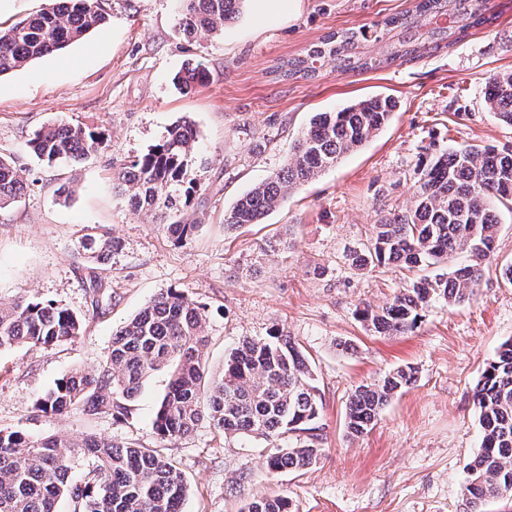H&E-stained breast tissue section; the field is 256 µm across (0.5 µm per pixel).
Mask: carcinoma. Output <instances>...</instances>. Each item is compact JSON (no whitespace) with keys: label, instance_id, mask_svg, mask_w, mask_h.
Returning a JSON list of instances; mask_svg holds the SVG:
<instances>
[{"label":"carcinoma","instance_id":"cac0c4a2","mask_svg":"<svg viewBox=\"0 0 512 512\" xmlns=\"http://www.w3.org/2000/svg\"><path fill=\"white\" fill-rule=\"evenodd\" d=\"M244 2L181 0L180 31L190 38L222 30L238 17ZM105 20L100 0H55L37 14L0 26V75L66 48ZM487 21L483 0H416L412 12L386 19L370 33L362 28L327 33L277 66L276 73L284 80L312 79L328 60L340 72L366 68L371 58L361 48L369 40L384 44L382 62L393 63L447 47ZM208 79L198 64L175 77L187 88ZM482 94L486 107L512 125V72L490 75ZM395 108L392 98L376 95L316 113L282 168L237 199L225 215V226L233 230L261 223L291 191L382 131ZM196 142L195 125L178 121L147 154L115 173L116 188L176 239L191 228L179 213L197 188L191 177ZM103 145L97 133L65 122L41 127L28 141L30 151L47 163H79ZM417 174L413 207L390 212L374 225L368 244L350 255L351 265L366 270L398 264L411 270L445 265L461 253L467 260L448 272L414 280L378 311L363 310L370 330L383 336L412 331L433 302L456 306L469 301L494 251L498 208L512 210V148L448 149L431 143L420 156ZM26 189L19 169L0 157V209L19 202ZM79 246L102 265L118 242L90 233ZM203 317V307L184 294L159 293L116 330L103 364L90 372L66 374L39 400L38 409L53 414L109 412L124 419L147 379L165 371L168 387L154 421L161 441L181 440L206 420L226 438L292 435L286 447L266 454V471L272 476L316 465L321 448L314 423L320 404L313 370L299 347L280 332L247 338L231 349L223 371L210 376ZM82 333V319L65 307L36 299L0 305V349L73 341ZM414 382L415 370L407 366L356 388L347 403L349 435L367 433L388 402ZM474 401L482 441L467 467L464 495L470 512H483L490 497L512 498V340L486 365ZM74 448L92 463L88 480L71 481ZM187 491L179 463L160 448H135L93 435L78 442L31 438L0 429V512H58L64 497L73 512H181ZM241 512L292 510L288 496L276 493L253 497Z\"/></svg>","mask_w":512,"mask_h":512}]
</instances>
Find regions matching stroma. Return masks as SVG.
Returning a JSON list of instances; mask_svg holds the SVG:
<instances>
[{
	"label": "stroma",
	"instance_id": "35a3bbf8",
	"mask_svg": "<svg viewBox=\"0 0 512 512\" xmlns=\"http://www.w3.org/2000/svg\"><path fill=\"white\" fill-rule=\"evenodd\" d=\"M412 5L300 0L296 13L271 24L257 25L247 11L224 30L188 41L178 30L179 0H102L101 28L0 76V157L29 184L18 203L0 210V304L50 301L85 321L75 341L0 351V428L164 447L188 480L183 512H240L247 499L272 489L288 495L295 512H469L466 467L480 450L473 390L512 339V286L499 275L501 263L512 260V213H500L497 260L472 299L432 304L404 336L372 333L357 311L385 305L419 270L390 264L360 271L349 256L387 211L412 206L423 148L512 147V125L488 112L481 94L490 73L512 71V0H485L492 24L411 60L349 72L328 62L312 79L274 74L326 33L370 27ZM189 63L205 67L209 79L185 90L173 78ZM375 94L398 104L387 127L292 192L263 223L225 229V214L281 168L314 113ZM181 119L198 131V188L183 210L196 229L176 242L130 206L113 173ZM56 122L95 129L106 145L76 166L40 161L27 143ZM64 185L72 187L70 197L60 196ZM103 232L120 246L100 266L84 257L79 241ZM95 277L103 283L96 295ZM169 289L205 309L209 373H219L225 354L246 337L280 330L299 344L322 402L316 466L267 477L263 462L275 440L227 441L206 423L162 444L154 419L168 385L163 371L123 420L37 410L64 375L99 367L113 330ZM405 365L416 370L414 385L369 432L348 436L351 391ZM246 472L251 481L243 480Z\"/></svg>",
	"mask_w": 512,
	"mask_h": 512
}]
</instances>
